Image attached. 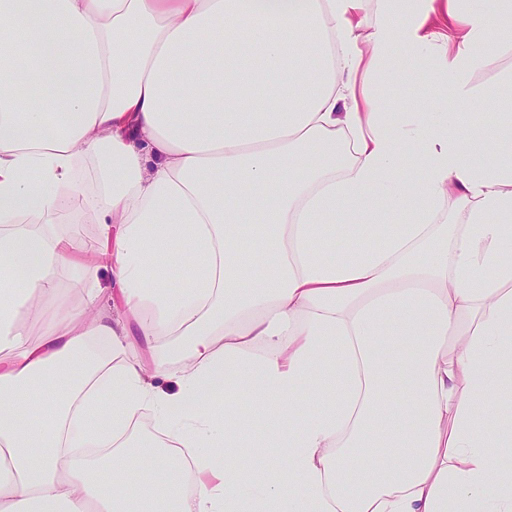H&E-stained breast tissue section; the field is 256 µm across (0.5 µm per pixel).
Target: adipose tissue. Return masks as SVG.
Returning a JSON list of instances; mask_svg holds the SVG:
<instances>
[{"label": "adipose tissue", "mask_w": 512, "mask_h": 512, "mask_svg": "<svg viewBox=\"0 0 512 512\" xmlns=\"http://www.w3.org/2000/svg\"><path fill=\"white\" fill-rule=\"evenodd\" d=\"M379 4L0 0V512H512V94L473 81L512 0ZM397 48L455 110L390 122ZM75 202L98 243L55 230ZM88 252L111 312L94 269L62 288Z\"/></svg>", "instance_id": "1"}]
</instances>
